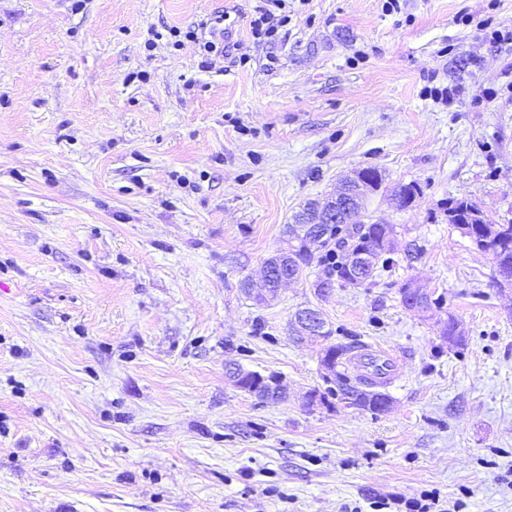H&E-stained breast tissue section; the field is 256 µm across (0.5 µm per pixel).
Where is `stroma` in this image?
Returning a JSON list of instances; mask_svg holds the SVG:
<instances>
[{"instance_id": "1", "label": "stroma", "mask_w": 512, "mask_h": 512, "mask_svg": "<svg viewBox=\"0 0 512 512\" xmlns=\"http://www.w3.org/2000/svg\"><path fill=\"white\" fill-rule=\"evenodd\" d=\"M262 3L0 0V512H512V289L445 212L512 223V0H288L259 43ZM220 17L227 56L174 46ZM365 167L390 264L257 304L293 215ZM308 307L329 341L294 342ZM328 342L396 356L387 412L310 401ZM249 22L250 33L259 42L275 40L279 26L288 23V0H264ZM249 373V376L246 377L245 375ZM228 375L231 382L240 390L247 392L249 394H252L256 390H259L263 388L260 392L256 393L255 396L258 397L261 400H278L279 397H274V395L271 393L269 386L271 388L275 389L277 393L281 396L284 394L283 385L280 381V384L278 381H269L266 376L261 375L260 373H254L252 371H247L245 369H242L240 367L236 366H229L228 368ZM265 385V386H264ZM264 386V387H263ZM386 501L387 502L382 503L381 506L391 507V505H404L407 509L406 512H435L431 509L437 508L440 500L439 497H436V495H432V493L429 492V494L421 496L420 499H413L410 501L403 500L401 497L392 494L386 498Z\"/></svg>"}]
</instances>
